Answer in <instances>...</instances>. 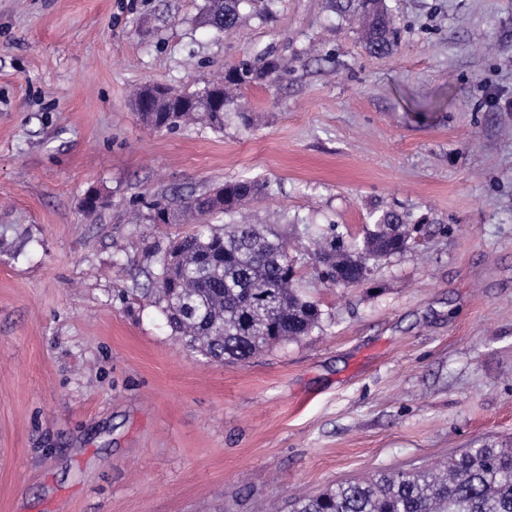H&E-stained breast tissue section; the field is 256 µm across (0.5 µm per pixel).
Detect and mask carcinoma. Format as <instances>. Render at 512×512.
<instances>
[{"label":"carcinoma","instance_id":"1","mask_svg":"<svg viewBox=\"0 0 512 512\" xmlns=\"http://www.w3.org/2000/svg\"><path fill=\"white\" fill-rule=\"evenodd\" d=\"M246 0H207L203 23L228 35L251 13ZM345 21L357 23L364 48L388 56L400 41V30L386 0H327ZM287 70L275 58L243 59L215 80L224 95V111L213 110L209 97L168 88L150 101L154 129L172 131L195 121L224 130L234 114L249 125L240 91L269 84ZM271 190L268 182L249 179L224 183V198L192 194L175 202H155L147 219L152 224L192 223L197 229L171 240L163 252L152 253L154 284L149 300L166 319L172 333L189 350L217 361L246 362L282 342L296 341L322 330L318 301L299 287L298 269L312 264L321 282L340 285L359 265L377 267L407 245L401 227L409 215L384 210L366 225L362 237L339 224L310 237L313 248L294 257L289 268L279 260L288 241L265 233L258 224L211 219L235 217L244 203ZM290 512H512V448L481 443L448 458L442 467L412 471H381L363 481L339 483L323 492L290 501Z\"/></svg>","mask_w":512,"mask_h":512}]
</instances>
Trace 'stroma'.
<instances>
[{
  "label": "stroma",
  "mask_w": 512,
  "mask_h": 512,
  "mask_svg": "<svg viewBox=\"0 0 512 512\" xmlns=\"http://www.w3.org/2000/svg\"><path fill=\"white\" fill-rule=\"evenodd\" d=\"M206 2L0 0V512H278L512 444V0H388L383 58L326 0H252L229 37ZM263 55L289 69L244 90L250 126L155 132L130 107ZM245 178L272 186L252 223L290 240L423 225L362 284L303 267L322 330L215 362L145 296L150 252L193 227L142 215Z\"/></svg>",
  "instance_id": "obj_1"
}]
</instances>
